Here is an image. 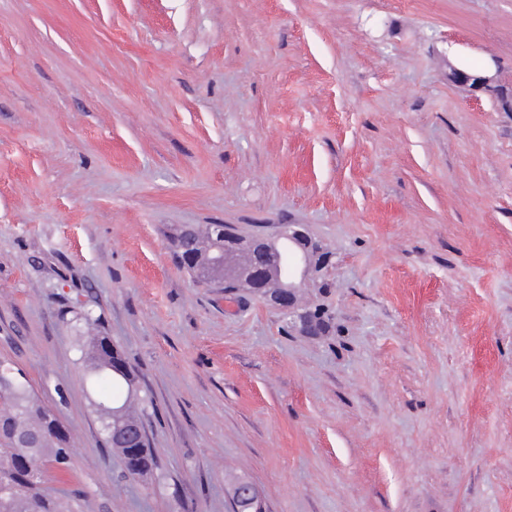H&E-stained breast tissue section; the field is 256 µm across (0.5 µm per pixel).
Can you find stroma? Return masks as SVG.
<instances>
[{"instance_id":"stroma-1","label":"stroma","mask_w":512,"mask_h":512,"mask_svg":"<svg viewBox=\"0 0 512 512\" xmlns=\"http://www.w3.org/2000/svg\"><path fill=\"white\" fill-rule=\"evenodd\" d=\"M512 0H0V357L73 436L79 512H512ZM183 224L308 225L304 336L195 281ZM92 314L146 401L126 478ZM490 72L489 68H485L483 74H478L452 65L449 66L448 79L459 86L490 94L497 100L502 110L512 112L511 90L498 83V70L494 74ZM232 501L235 511L247 509L249 512H265L257 489L247 480L236 483Z\"/></svg>"}]
</instances>
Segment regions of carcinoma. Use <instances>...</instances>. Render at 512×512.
I'll return each mask as SVG.
<instances>
[{"label": "carcinoma", "instance_id": "carcinoma-1", "mask_svg": "<svg viewBox=\"0 0 512 512\" xmlns=\"http://www.w3.org/2000/svg\"><path fill=\"white\" fill-rule=\"evenodd\" d=\"M232 229L224 224L220 234L215 224L175 228L171 245L177 264H182L184 255L191 256L194 265L186 270L193 275L199 268L214 265L224 250V237L232 235ZM79 349L84 379L99 394L94 407L104 433H110L116 422L143 428L145 406L138 401L133 371L123 352L107 336H87ZM58 424V418L38 402L23 376L0 369V483L16 487L12 497L0 499V512H75L77 492L52 494L44 487L46 466L69 463L70 437ZM17 436L28 437L33 450L26 453L17 447ZM119 453L131 478L144 477L157 467L146 435L119 449Z\"/></svg>", "mask_w": 512, "mask_h": 512}]
</instances>
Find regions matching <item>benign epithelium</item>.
<instances>
[{"label": "benign epithelium", "mask_w": 512, "mask_h": 512, "mask_svg": "<svg viewBox=\"0 0 512 512\" xmlns=\"http://www.w3.org/2000/svg\"><path fill=\"white\" fill-rule=\"evenodd\" d=\"M448 79L459 86L493 96L502 110L512 112V92L498 83L497 74L490 73V69L487 68L484 73L478 74L451 65ZM276 237L286 238L294 245L299 264L297 276L288 280L281 295L272 301L273 308L280 314L297 321L303 332L316 335L318 334L316 323L309 320L308 311L298 306L297 292L304 286L319 288L324 284V278L333 267L331 257L321 251L305 224L283 225L276 233ZM257 239L256 235L242 234L226 239L224 253L218 257L216 264V268H224V284L237 283L246 279L255 288L264 286L268 272L275 263L272 253L265 252L245 269L240 268L235 262L236 254L252 247ZM232 501L237 512H242L244 509L248 512H265L257 489L247 480L236 483Z\"/></svg>", "instance_id": "obj_1"}]
</instances>
